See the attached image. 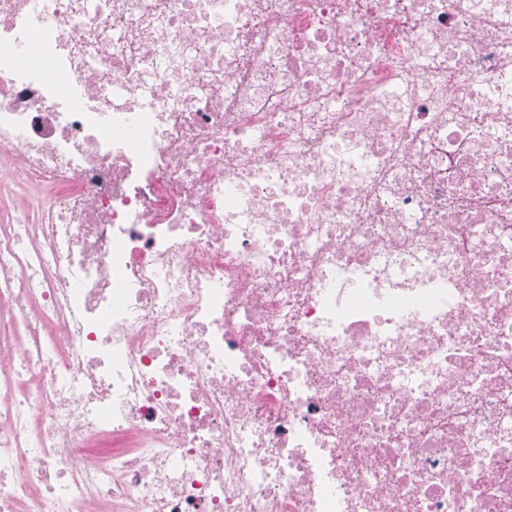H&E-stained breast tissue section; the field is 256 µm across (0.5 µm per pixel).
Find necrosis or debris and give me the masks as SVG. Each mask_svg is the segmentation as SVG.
<instances>
[{
	"mask_svg": "<svg viewBox=\"0 0 512 512\" xmlns=\"http://www.w3.org/2000/svg\"><path fill=\"white\" fill-rule=\"evenodd\" d=\"M0 512H512V0H0Z\"/></svg>",
	"mask_w": 512,
	"mask_h": 512,
	"instance_id": "1",
	"label": "necrosis or debris"
}]
</instances>
